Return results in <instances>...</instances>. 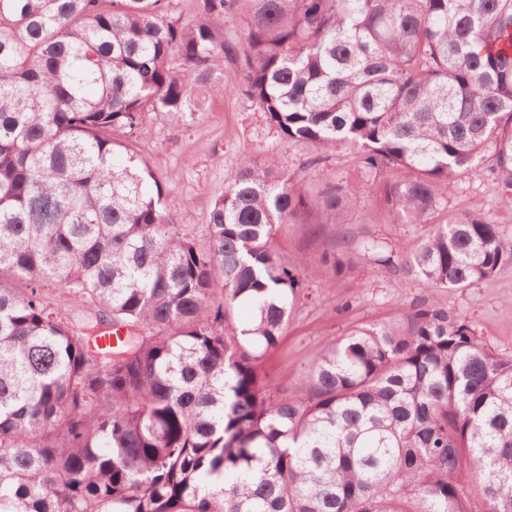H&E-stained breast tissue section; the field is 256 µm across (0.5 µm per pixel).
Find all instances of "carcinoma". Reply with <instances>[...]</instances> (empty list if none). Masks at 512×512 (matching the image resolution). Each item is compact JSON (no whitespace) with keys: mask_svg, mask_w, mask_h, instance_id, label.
Instances as JSON below:
<instances>
[{"mask_svg":"<svg viewBox=\"0 0 512 512\" xmlns=\"http://www.w3.org/2000/svg\"><path fill=\"white\" fill-rule=\"evenodd\" d=\"M169 2L0 0V512H512V355L467 318L419 300L291 392L261 372L307 289L277 227L341 221L357 185L313 198L246 156L202 249L127 143L242 93L285 139L356 148L386 222L431 225L365 258L468 288L512 243L438 194L490 148L512 200V0Z\"/></svg>","mask_w":512,"mask_h":512,"instance_id":"obj_1","label":"carcinoma"}]
</instances>
